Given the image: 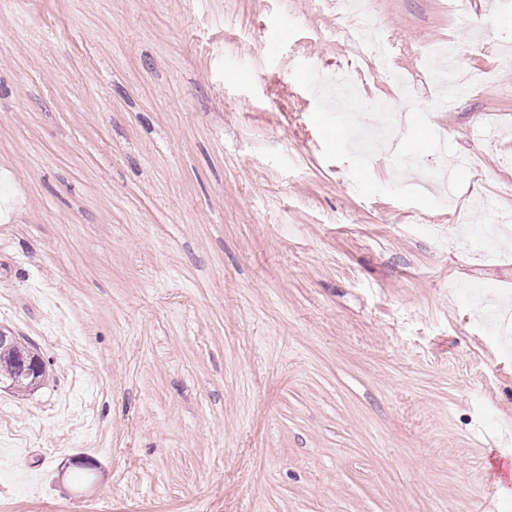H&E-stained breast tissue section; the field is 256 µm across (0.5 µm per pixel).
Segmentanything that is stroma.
Here are the masks:
<instances>
[{"mask_svg":"<svg viewBox=\"0 0 512 512\" xmlns=\"http://www.w3.org/2000/svg\"><path fill=\"white\" fill-rule=\"evenodd\" d=\"M0 0V328L49 360L0 388V512H479L512 426V0ZM489 72L435 110L433 50ZM306 62L456 154L438 209L326 161ZM96 463L90 471L72 458Z\"/></svg>","mask_w":512,"mask_h":512,"instance_id":"stroma-1","label":"stroma"}]
</instances>
